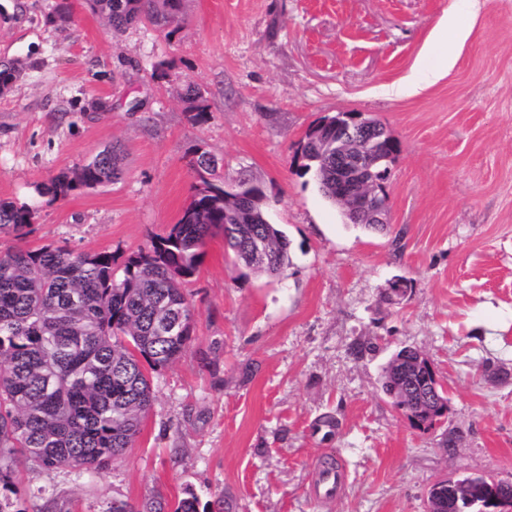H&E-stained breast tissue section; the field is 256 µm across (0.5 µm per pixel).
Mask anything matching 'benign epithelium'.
Segmentation results:
<instances>
[{
  "mask_svg": "<svg viewBox=\"0 0 512 512\" xmlns=\"http://www.w3.org/2000/svg\"><path fill=\"white\" fill-rule=\"evenodd\" d=\"M385 128L361 114L342 113L336 118L337 200L351 224H386L390 210L384 183L373 176V167L389 161ZM500 482L480 483L475 502L480 512H512V498L499 491Z\"/></svg>",
  "mask_w": 512,
  "mask_h": 512,
  "instance_id": "obj_1",
  "label": "benign epithelium"
}]
</instances>
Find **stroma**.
I'll list each match as a JSON object with an SVG mask.
<instances>
[{
    "mask_svg": "<svg viewBox=\"0 0 512 512\" xmlns=\"http://www.w3.org/2000/svg\"><path fill=\"white\" fill-rule=\"evenodd\" d=\"M0 0V57L22 63L0 94V199L31 207L23 238L117 258L176 224L194 193L190 151L223 161L226 187L265 193L288 240L271 277L208 239L186 286L194 341L150 372L153 401L131 448L74 476L28 463L18 485L57 512H134L194 493L204 512H427L432 484L512 481V0H182L175 32L106 26L71 0ZM459 10L456 64L412 95L390 94L437 62ZM200 92L194 121L183 94ZM360 112L399 151L385 230L346 223L300 144L322 117ZM123 175L49 201L41 189L112 144ZM410 284L386 298L394 280ZM364 352L353 357L351 346ZM428 358L448 411L423 434L382 391L393 354ZM345 479L316 498L323 462Z\"/></svg>",
    "mask_w": 512,
    "mask_h": 512,
    "instance_id": "35a3bbf8",
    "label": "stroma"
}]
</instances>
